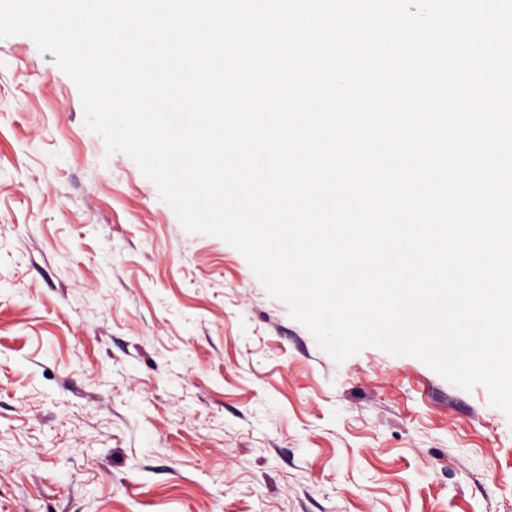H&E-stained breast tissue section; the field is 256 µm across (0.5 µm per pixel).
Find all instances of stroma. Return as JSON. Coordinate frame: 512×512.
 Here are the masks:
<instances>
[{
	"mask_svg": "<svg viewBox=\"0 0 512 512\" xmlns=\"http://www.w3.org/2000/svg\"><path fill=\"white\" fill-rule=\"evenodd\" d=\"M0 512H512L483 385L335 362L0 39Z\"/></svg>",
	"mask_w": 512,
	"mask_h": 512,
	"instance_id": "obj_1",
	"label": "stroma"
}]
</instances>
